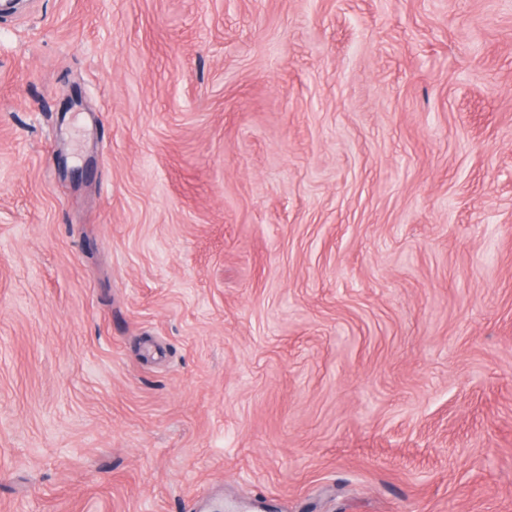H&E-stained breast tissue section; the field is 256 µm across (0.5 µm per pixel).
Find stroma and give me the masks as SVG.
I'll use <instances>...</instances> for the list:
<instances>
[{
	"mask_svg": "<svg viewBox=\"0 0 512 512\" xmlns=\"http://www.w3.org/2000/svg\"><path fill=\"white\" fill-rule=\"evenodd\" d=\"M0 512H512V0L1 12Z\"/></svg>",
	"mask_w": 512,
	"mask_h": 512,
	"instance_id": "1",
	"label": "stroma"
}]
</instances>
